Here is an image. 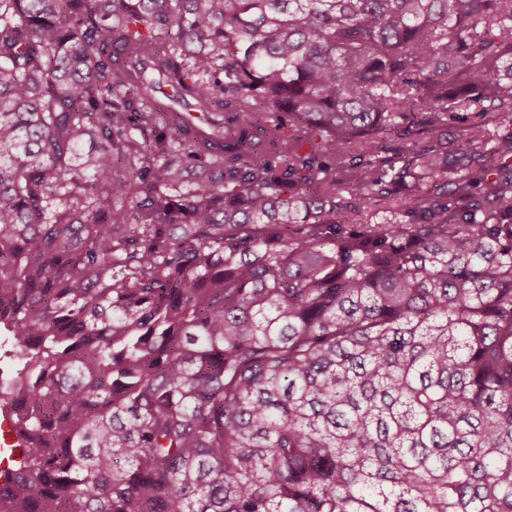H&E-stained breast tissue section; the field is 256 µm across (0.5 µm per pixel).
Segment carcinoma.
I'll use <instances>...</instances> for the list:
<instances>
[{"instance_id": "carcinoma-1", "label": "carcinoma", "mask_w": 512, "mask_h": 512, "mask_svg": "<svg viewBox=\"0 0 512 512\" xmlns=\"http://www.w3.org/2000/svg\"><path fill=\"white\" fill-rule=\"evenodd\" d=\"M5 358L0 512H512V0H0Z\"/></svg>"}]
</instances>
